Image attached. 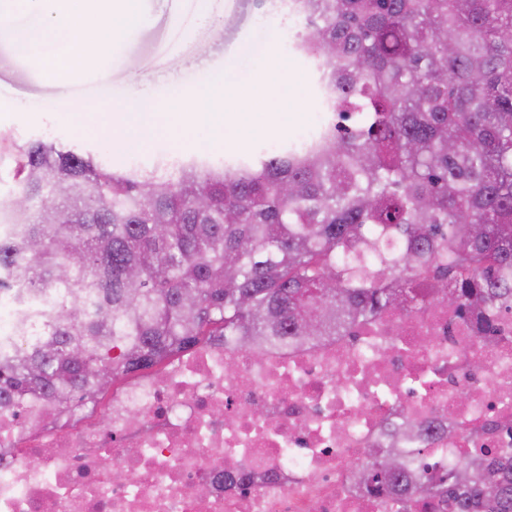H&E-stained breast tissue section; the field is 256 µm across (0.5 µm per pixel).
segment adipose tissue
I'll return each instance as SVG.
<instances>
[{
	"label": "adipose tissue",
	"instance_id": "adipose-tissue-1",
	"mask_svg": "<svg viewBox=\"0 0 512 512\" xmlns=\"http://www.w3.org/2000/svg\"><path fill=\"white\" fill-rule=\"evenodd\" d=\"M36 23L25 27L10 26L4 31L12 49L21 56L37 57L46 75L87 66L101 55L103 48L93 41H76L70 32L77 25L105 27L115 31L117 26L135 23L134 8L107 6L87 12V0H25ZM62 46V53H54V46ZM243 91L226 73L217 74L208 88L188 91L175 89L165 99L138 93L126 103L101 112L90 108L81 115L84 126L98 127L119 123L130 131L125 145L138 149L143 145L141 131L167 133L178 129L190 131L194 125L215 122L222 128H257L263 123L277 121L274 112H258L237 107ZM223 97L224 113L215 115L210 106L215 97Z\"/></svg>",
	"mask_w": 512,
	"mask_h": 512
}]
</instances>
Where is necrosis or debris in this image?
I'll return each instance as SVG.
<instances>
[{"label": "necrosis or debris", "instance_id": "4bbe7bcc", "mask_svg": "<svg viewBox=\"0 0 512 512\" xmlns=\"http://www.w3.org/2000/svg\"><path fill=\"white\" fill-rule=\"evenodd\" d=\"M479 322L432 303L299 348L207 342L78 426L0 412V512H440L393 505L352 466L409 419L420 437L401 449L429 444L442 473L512 447V315L492 344Z\"/></svg>", "mask_w": 512, "mask_h": 512}]
</instances>
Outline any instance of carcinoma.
Segmentation results:
<instances>
[{
	"label": "carcinoma",
	"instance_id": "carcinoma-1",
	"mask_svg": "<svg viewBox=\"0 0 512 512\" xmlns=\"http://www.w3.org/2000/svg\"><path fill=\"white\" fill-rule=\"evenodd\" d=\"M306 7L293 49L325 114L308 137L151 170L44 140L15 155L0 297L46 329L0 353V410L94 406L210 336L260 352L433 301L512 312V0ZM430 454L370 448L354 471L396 503L512 512V455L434 479Z\"/></svg>",
	"mask_w": 512,
	"mask_h": 512
}]
</instances>
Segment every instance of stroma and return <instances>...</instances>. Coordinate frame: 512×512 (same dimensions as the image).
Segmentation results:
<instances>
[{
	"label": "stroma",
	"instance_id": "35a3bbf8",
	"mask_svg": "<svg viewBox=\"0 0 512 512\" xmlns=\"http://www.w3.org/2000/svg\"><path fill=\"white\" fill-rule=\"evenodd\" d=\"M279 5V0H210L211 9L223 21L215 30L196 26L197 0H138V25L117 33L111 52L101 56L96 68L66 71L53 78L0 42V134L9 136L17 150L49 137L116 167L135 160L148 169L158 159L173 155L203 154L215 161L255 155L307 133L321 118L315 74L302 57L283 48ZM256 43L286 59L291 67L288 96L280 105L285 116L278 125L246 132L198 124L187 138L155 134L138 150L122 146L120 128L93 133L79 129L76 113L82 107L106 108L127 100L136 88L165 97L166 69L175 58L184 63L181 84L193 90L208 86L212 76L224 69L249 88L278 81V73L264 69L261 57L252 54ZM45 99L54 100V107L39 110Z\"/></svg>",
	"mask_w": 512,
	"mask_h": 512
}]
</instances>
